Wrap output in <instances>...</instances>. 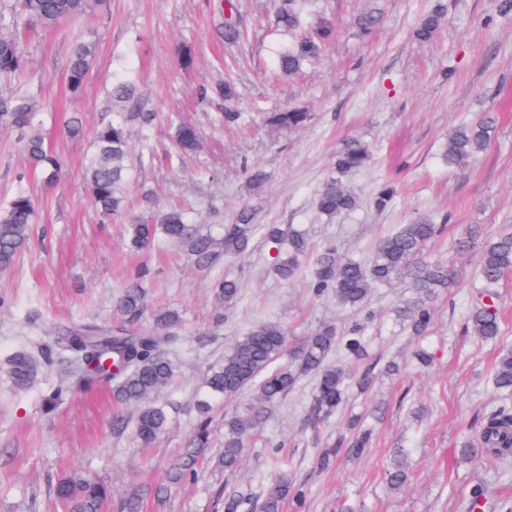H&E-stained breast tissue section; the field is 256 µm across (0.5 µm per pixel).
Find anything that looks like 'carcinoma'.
<instances>
[{"label":"carcinoma","instance_id":"carcinoma-1","mask_svg":"<svg viewBox=\"0 0 512 512\" xmlns=\"http://www.w3.org/2000/svg\"><path fill=\"white\" fill-rule=\"evenodd\" d=\"M105 6V0H14L9 12H0V76H30L28 55L21 45V26L54 28L62 22L76 24ZM242 0H224V26L220 34L224 44H237L245 38L239 22ZM380 21L379 12L369 10L354 21L368 35ZM444 22V10L434 9L418 19L415 37L421 42L434 37ZM273 24L291 35L288 47L278 54V76L297 75L305 62L319 59L336 41L338 27L335 16L313 8L312 0H274ZM98 43L91 37H79L72 42L65 80L69 91L80 95L86 77L97 61ZM198 98L221 106L216 113L217 124L226 128L239 126L242 112L239 93L231 79L226 78L199 88ZM112 97L124 112H115L95 130L91 151L85 158V182L88 195L104 223L124 221L129 224L131 247L148 252L159 244L179 247L200 269H210L229 257L245 254L254 235L261 236L276 249L273 269L287 281L301 270L302 263L312 261L309 288L316 297L332 296L336 303L354 312L362 311L373 289L406 282L412 289L398 310L409 330L420 335L429 327L438 293L455 281L448 266L425 259L427 245L442 231V225L430 217L420 216L402 224L383 236L372 254L365 260L340 255L336 246L318 249L302 233L288 224H253L243 211L233 224L223 225L222 232L212 234L201 224L192 223L184 210L170 208L149 220L129 217V186L134 172L130 131L146 130L156 120V114L138 106L136 85L127 77L112 87ZM309 113L299 107L269 113V124L282 129L303 127ZM494 118L483 114L474 124L462 125L448 136L444 159L456 165L486 150ZM43 112L37 96L29 89L0 90V128L15 134L18 149L24 158V171L19 180L39 173L43 182L53 184L61 170V161L46 143L42 133ZM173 146L181 160L202 148L196 127L185 120L178 122ZM370 159L369 146L357 137L344 141L336 152L334 173L324 183L316 198L318 211L333 217L358 209L359 200L350 191L343 177L364 168ZM395 189L390 184L379 187L373 206L384 211L393 205ZM37 223L33 197L19 190L0 203V269L10 267L21 249L29 242ZM512 273V233L501 234L488 241L478 263V289L471 306L467 327L478 338L488 342L501 335V315L498 294L494 286ZM139 272L126 281L114 301V310L130 329L114 330L98 325H73L56 336L53 344L41 349L37 358L19 350L6 362L13 386L31 388L37 381L43 363L54 354H72L79 364L73 377L89 387L96 383L91 364L101 363L110 356L115 372L108 378L112 392L120 405L133 406L138 413L136 432L145 443L155 441L170 426L166 406L153 402L170 382L173 366L164 344L170 332L181 325L178 313L170 310L154 312L144 318L147 310L146 289ZM240 295V285L234 279H224L213 287L216 307L233 306ZM288 331L279 323L269 322L252 327L235 337L224 351L223 361L205 376V398L197 403L198 422L174 479H183L191 469L196 454L207 447L210 437L211 398L232 400L250 391L245 407L224 419V454L221 463L227 472L236 471L242 462L248 438L268 418L274 405L293 389L306 374L315 377L312 400L306 411V422L319 427L344 404L351 386L368 390L375 379V367H356L365 353L360 330L339 331L332 323L314 330L291 352V363L280 365L286 355ZM496 388L512 395V350L500 351L494 366ZM371 444L366 431L354 432L350 441L343 439L322 449L317 464L327 469L336 462L341 451L362 455ZM462 456L479 464L487 457L512 456V405L504 402L481 415L476 439L461 449ZM55 497L62 512H101L109 497L108 489L85 472L71 470L59 474L54 485ZM302 502L304 493L283 474L257 497L237 495L230 498L228 512H282L285 498ZM469 512L490 508L492 512H512V498L490 499L487 483L480 480L472 485L467 496Z\"/></svg>","mask_w":512,"mask_h":512}]
</instances>
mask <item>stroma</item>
<instances>
[{"label":"stroma","instance_id":"1","mask_svg":"<svg viewBox=\"0 0 512 512\" xmlns=\"http://www.w3.org/2000/svg\"><path fill=\"white\" fill-rule=\"evenodd\" d=\"M330 3L342 30L336 44L302 75L279 80L271 74L288 38L271 25L272 0H245L247 35L233 46L217 35L224 0H108L105 11L79 24L25 30L23 48L35 74L30 86L46 109L45 135L63 172L49 187L33 177L19 181L23 159L14 138L0 132V200L25 188L38 213L34 240L10 269L0 271V512H59L53 484L69 469L111 487L103 512H126L127 501L141 490L146 496L139 512H225V495L260 494L282 472L305 493L303 503L287 502L283 512H466L468 490L480 479L491 481L495 494L512 496V457L479 466L459 457L464 441L477 434L482 408L501 398L492 385L493 365L500 348L512 347V276L497 287L503 311L498 341L463 331L482 248L512 231V13L500 14L497 0ZM439 5L447 13L445 25L433 40L417 41L419 16ZM372 8L382 22L364 38L353 20ZM80 35L96 39L99 57L83 94L72 98L65 68ZM186 45L197 57L191 69L177 61ZM125 73L135 79L144 109L158 115L148 135L132 136L141 180L130 191L134 216L183 205L193 223L216 228L246 209L254 223L293 225L312 244L330 241L342 255L356 258L416 217L447 219L426 258L447 264L456 281L436 299L429 330L412 335L398 319L395 309L410 295L403 284L375 289L365 311L356 314L334 298L314 297L306 275L281 280L272 269L273 249L259 239L246 255L205 272L173 245L133 252L126 225L100 223L82 169L98 124L118 109L111 90ZM227 74L246 117L245 126L233 131L215 126V106L197 99L199 87ZM289 107L309 112L303 128L280 130L264 121V113ZM64 109L81 115L82 137L63 133ZM487 112L495 118L488 148L463 164H445L449 133ZM184 118L198 127L203 148L177 170L166 164L165 154ZM350 137L372 150L367 166L345 178L361 205L330 218L318 213L315 200ZM250 165L265 171L262 187L250 184ZM384 181L393 183L396 198L380 214L371 199ZM141 268L147 271L149 311L173 310L182 320L168 346L174 377L158 395L170 405L172 426L150 445L133 427L113 431L114 400L105 384L57 394L74 356L44 365L24 392L5 373L13 352L51 343L59 328L118 326L113 299ZM225 277L239 282L241 296L220 312L212 286ZM263 322L282 324L293 345L324 323L344 331L361 324L366 361L375 367L372 390L350 391L342 411L317 432L305 421L315 381L300 377L250 438L234 473L224 472L217 460L224 451V417L236 404L213 400L211 443L194 478L169 483L196 425L204 373L235 336ZM421 350L429 365L419 364ZM355 415L373 428L372 448L320 470V449L343 435ZM398 458L407 463L408 480L394 489L386 473ZM159 487L161 508L148 494Z\"/></svg>","mask_w":512,"mask_h":512}]
</instances>
